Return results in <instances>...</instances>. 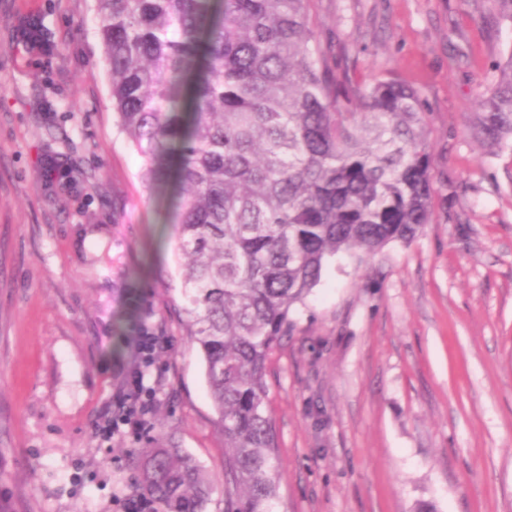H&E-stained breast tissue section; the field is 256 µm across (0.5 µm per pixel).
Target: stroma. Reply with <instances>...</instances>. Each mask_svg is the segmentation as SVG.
I'll return each mask as SVG.
<instances>
[{"label": "stroma", "mask_w": 512, "mask_h": 512, "mask_svg": "<svg viewBox=\"0 0 512 512\" xmlns=\"http://www.w3.org/2000/svg\"><path fill=\"white\" fill-rule=\"evenodd\" d=\"M491 8L310 4L330 64L419 90L451 191L413 242L340 257L291 310L266 378L274 512H512V154L470 129L512 42ZM30 13L56 56L19 46ZM96 29L94 0H0V512H124L150 434L224 471L172 215L112 110ZM144 326L164 340L153 410L116 431Z\"/></svg>", "instance_id": "35a3bbf8"}]
</instances>
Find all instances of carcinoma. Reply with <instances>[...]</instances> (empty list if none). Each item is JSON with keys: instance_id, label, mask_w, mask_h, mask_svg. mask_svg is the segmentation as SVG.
I'll list each match as a JSON object with an SVG mask.
<instances>
[{"instance_id": "1", "label": "carcinoma", "mask_w": 512, "mask_h": 512, "mask_svg": "<svg viewBox=\"0 0 512 512\" xmlns=\"http://www.w3.org/2000/svg\"><path fill=\"white\" fill-rule=\"evenodd\" d=\"M512 26V0H492ZM310 0H95L112 110L149 189L174 191L189 340L224 436L225 512H273L267 366L291 309L339 255L411 243L434 200L428 111L393 76L353 87L317 40ZM17 40L53 55L39 14ZM471 128L512 152V46ZM135 501L207 512L216 477L170 439L132 456Z\"/></svg>"}]
</instances>
